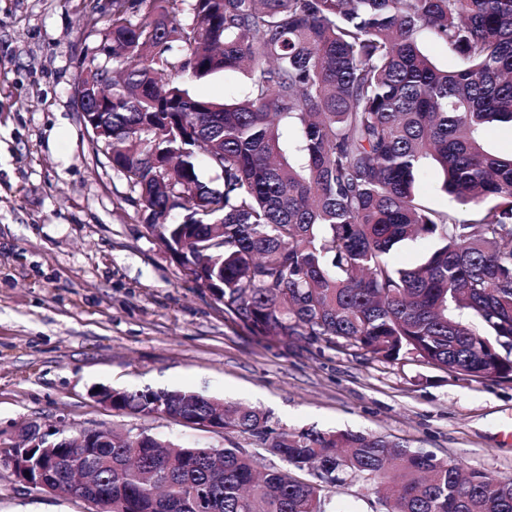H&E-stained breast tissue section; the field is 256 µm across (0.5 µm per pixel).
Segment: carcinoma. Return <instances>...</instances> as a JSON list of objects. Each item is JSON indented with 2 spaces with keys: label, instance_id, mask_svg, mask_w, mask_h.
<instances>
[{
  "label": "carcinoma",
  "instance_id": "carcinoma-1",
  "mask_svg": "<svg viewBox=\"0 0 512 512\" xmlns=\"http://www.w3.org/2000/svg\"><path fill=\"white\" fill-rule=\"evenodd\" d=\"M465 66L438 68L421 33ZM112 167L147 231L255 336L411 358L469 378L512 381V154L484 148L512 128V0H112ZM250 73L242 100L193 86ZM219 173L212 186L197 159ZM431 159L465 213L415 192ZM434 241L414 268L388 254ZM464 316L467 321L459 320ZM217 416L289 469L237 446L191 448L154 435L65 452L112 485V512H327L346 478L382 512H512V477L465 473L372 433L274 432L250 407L195 391H116L118 410L160 400ZM312 470L316 481L294 471Z\"/></svg>",
  "mask_w": 512,
  "mask_h": 512
}]
</instances>
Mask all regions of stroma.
I'll return each instance as SVG.
<instances>
[{
	"label": "stroma",
	"instance_id": "35a3bbf8",
	"mask_svg": "<svg viewBox=\"0 0 512 512\" xmlns=\"http://www.w3.org/2000/svg\"><path fill=\"white\" fill-rule=\"evenodd\" d=\"M107 0H0V441L34 425L114 428L200 448L261 453L257 438L121 414L92 389L199 391L266 414L274 431L382 435L512 476V383L392 363L305 339L251 335L227 319L152 237L122 175L97 153L75 98ZM246 73L195 87L247 96ZM0 463V512H83Z\"/></svg>",
	"mask_w": 512,
	"mask_h": 512
}]
</instances>
